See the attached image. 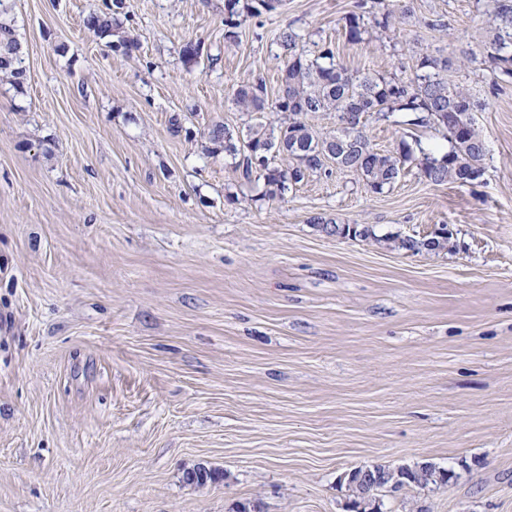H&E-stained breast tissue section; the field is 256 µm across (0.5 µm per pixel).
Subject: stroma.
Here are the masks:
<instances>
[{
    "instance_id": "35a3bbf8",
    "label": "stroma",
    "mask_w": 512,
    "mask_h": 512,
    "mask_svg": "<svg viewBox=\"0 0 512 512\" xmlns=\"http://www.w3.org/2000/svg\"><path fill=\"white\" fill-rule=\"evenodd\" d=\"M0 1L26 69L0 81V512H347L345 471L421 460L454 479L380 493L382 512H512V80L482 48L492 0H413L358 45L345 16L393 0L257 18L240 0L234 42L224 0ZM285 27L353 72L405 81L447 59L484 104L481 181L411 164L381 194L340 170L281 198L243 183L207 134L276 123L227 98L255 78L276 96ZM365 125L381 152L444 142ZM443 224L442 251L388 241ZM200 465L224 479L186 482Z\"/></svg>"
}]
</instances>
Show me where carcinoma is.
Listing matches in <instances>:
<instances>
[{
	"label": "carcinoma",
	"instance_id": "obj_1",
	"mask_svg": "<svg viewBox=\"0 0 512 512\" xmlns=\"http://www.w3.org/2000/svg\"><path fill=\"white\" fill-rule=\"evenodd\" d=\"M398 15L387 13L373 18V23L386 29L390 18L404 24L412 15L410 0H397ZM489 13L494 26L492 37L484 44L487 58L497 64L501 73L512 78V3L494 0ZM238 0H224V39L237 38L240 26ZM114 18L109 14L94 13L86 19V26L97 36L112 35ZM348 41L365 42L367 23L361 13H351L345 19ZM285 59L278 95L270 100L260 82L242 81L233 90L231 101L241 112H282L288 117L275 130L259 126L250 132L248 140L239 144L233 131L215 127L209 132V141L224 149L231 157L241 180L252 183L264 180L269 197L283 196L294 185L312 173L325 170V161L356 173L368 189L381 194L398 180L404 167L417 163L421 176L433 185L448 182L473 185L484 175V160L488 149L474 119L479 104L469 90L448 83L442 72L448 61L431 56L420 58L415 77L409 81H396L383 75L365 72L351 73L325 47L314 53L306 49L301 36L285 28L277 37ZM0 73L13 84L24 74L21 45L11 26L0 24ZM318 112L336 113V132L318 136L304 117ZM396 112L410 113L413 126H437L446 131L449 150L440 157L425 152L419 140L414 143L402 139L396 148L379 152L373 148L364 129V119L376 116L388 119ZM422 158H417L416 154ZM280 156L287 167L271 165L273 156ZM330 232L352 234L364 240L375 237L365 226L350 229L348 224L333 223ZM394 247L413 253L436 251L448 243V225L443 224L423 237H392ZM378 473L376 492L398 491L404 488L419 490L439 489L448 485L454 473L433 462L412 466L372 465Z\"/></svg>",
	"mask_w": 512,
	"mask_h": 512
}]
</instances>
